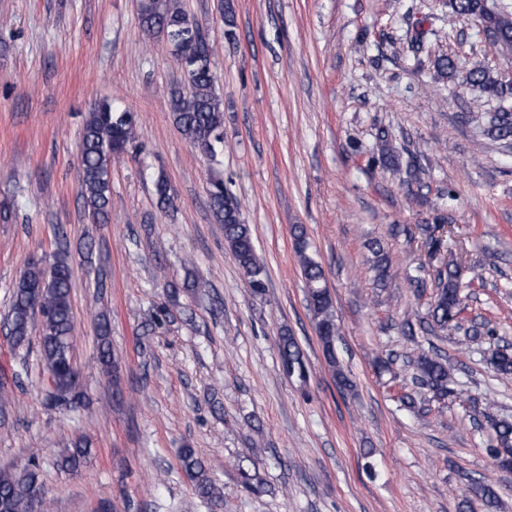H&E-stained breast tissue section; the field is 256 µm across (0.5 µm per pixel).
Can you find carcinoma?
Returning a JSON list of instances; mask_svg holds the SVG:
<instances>
[{
  "label": "carcinoma",
  "mask_w": 512,
  "mask_h": 512,
  "mask_svg": "<svg viewBox=\"0 0 512 512\" xmlns=\"http://www.w3.org/2000/svg\"><path fill=\"white\" fill-rule=\"evenodd\" d=\"M451 12L448 25L474 22L481 26L485 36L494 44L512 51V10L491 9L486 0H449L443 3ZM220 13L224 22V38L233 40L235 9L233 0L221 3ZM138 20L148 33L167 32L174 54L184 73V87L171 97L173 119L184 137L205 155L214 158L218 149L224 148V108L216 91L215 78L208 62L209 50L194 19L183 8L181 0H139ZM457 71L455 61L440 55L433 61L431 81L451 77ZM463 82L479 88L489 97L505 99L512 95V82H506L485 68H473L465 73ZM474 121L486 120L484 132L494 141L512 143V108L496 112H470ZM139 138L135 115L119 110L103 102L88 113L83 124L80 145L79 192L84 207L92 221L105 224L109 218L112 199V160L127 148L137 146ZM389 132L377 133V150L372 152L371 165H400V158L388 148ZM157 206L166 209L173 206L167 179L160 175L155 181ZM210 209L216 223L224 225V242L235 257L240 270L248 279L256 295L265 292V267L259 258L252 230L242 217L241 202L224 186L220 176L210 179ZM447 219L442 215L424 225L425 245L437 252L442 246L443 228ZM295 254L301 276L307 288V307L312 315L315 331L320 340L324 357L336 378V385L345 390L350 380L336 356L339 327L336 323L333 300L326 286L322 264L308 241L306 230L296 224L292 228ZM366 262L375 271L378 280L387 276L390 258L382 244L371 241ZM434 288L430 321L407 316L403 331L414 336L419 327L431 333L462 329L461 307L462 280L460 265L440 264L431 274ZM73 268L67 258L59 253L53 259L46 257L30 261L20 272L13 285L7 321L11 343L16 349H27L37 340L40 361L48 374L51 386L50 402L67 403L79 399L76 393L78 374L73 364L74 311L72 305ZM98 361L104 371L116 367L109 340L110 325L99 319ZM493 337V330L486 325L474 324L465 329L469 343L479 344ZM278 350L283 366L290 374L304 375L305 365L301 350L294 336L283 330L278 338ZM414 369L413 384L426 390L431 397L442 401L456 395L448 358L436 348H422L410 357ZM492 370L502 376L512 375V346L497 347L488 359ZM21 373L13 372L12 382L0 380V411L6 410L11 398V386L18 385ZM494 431L496 445L489 448L490 455L502 468H512V419L487 417ZM91 454L89 443L75 440L65 445L59 465L67 471L79 469ZM252 468H240L244 490L254 496L266 492V482L260 475L257 463L246 457ZM179 462L189 478L195 494L202 500L224 507V494L210 475L204 462L193 448L179 450ZM44 490V483L35 465L13 466L0 469V509L3 512H34L35 496ZM470 492L484 505L497 507L491 482L485 478L472 482Z\"/></svg>",
  "instance_id": "obj_1"
}]
</instances>
